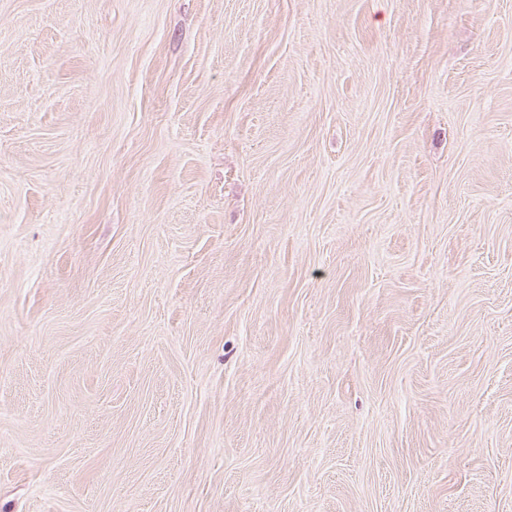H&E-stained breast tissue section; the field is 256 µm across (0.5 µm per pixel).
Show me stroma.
Returning <instances> with one entry per match:
<instances>
[{"label":"stroma","instance_id":"35a3bbf8","mask_svg":"<svg viewBox=\"0 0 512 512\" xmlns=\"http://www.w3.org/2000/svg\"><path fill=\"white\" fill-rule=\"evenodd\" d=\"M0 512H512V0H0Z\"/></svg>","mask_w":512,"mask_h":512}]
</instances>
